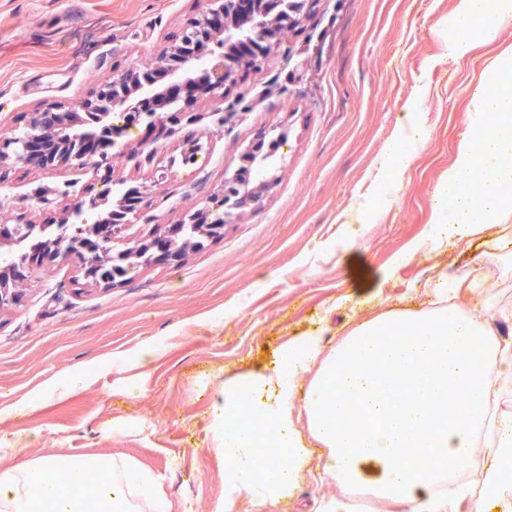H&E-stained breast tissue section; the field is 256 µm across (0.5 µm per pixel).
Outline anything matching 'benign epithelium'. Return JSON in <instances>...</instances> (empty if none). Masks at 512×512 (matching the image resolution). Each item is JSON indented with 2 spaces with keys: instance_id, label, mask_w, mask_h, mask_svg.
<instances>
[{
  "instance_id": "7a95c632",
  "label": "benign epithelium",
  "mask_w": 512,
  "mask_h": 512,
  "mask_svg": "<svg viewBox=\"0 0 512 512\" xmlns=\"http://www.w3.org/2000/svg\"><path fill=\"white\" fill-rule=\"evenodd\" d=\"M299 18L284 17V0H222L216 8L199 12L177 38H173L156 56L153 68L164 70L172 85L187 88L199 97H223L247 74L281 45L279 29L286 25L297 28ZM216 44L224 48V58L215 62L203 47ZM142 101L157 96L153 83L145 74L129 69L102 85L92 96L61 112H32L29 125L32 134L22 141L0 138V164L15 155L17 163L26 168L42 167L47 160L37 155L33 144L49 136L62 137L61 148L54 159L59 168L91 167L101 173L102 179L112 177L111 149L88 150L85 145L97 138L96 125L119 111L130 113L136 121H145L155 134L168 133V124L195 125L201 120L197 112L149 113L131 105L132 94ZM266 134H260L242 156L243 165L225 178L221 186L211 190L208 199L224 206V214L246 206H259L267 186H250L246 179L250 168L259 159ZM156 138L136 142L130 152L151 161L154 158ZM99 208L97 196L86 194L66 205L64 216L55 225L56 234L50 239V251L44 258L50 261H76L85 280L104 288L125 281L119 271L118 259L103 250L106 243H118L125 229L123 201L116 202L107 217L89 221ZM182 224H158L152 239L136 248L154 249L147 260L153 263H172L183 260L200 241L183 237ZM17 223L11 222V213L0 203V247L15 244ZM20 280L11 275V269L0 270V311L16 305L22 298Z\"/></svg>"
}]
</instances>
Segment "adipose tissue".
Returning a JSON list of instances; mask_svg holds the SVG:
<instances>
[{"mask_svg": "<svg viewBox=\"0 0 512 512\" xmlns=\"http://www.w3.org/2000/svg\"><path fill=\"white\" fill-rule=\"evenodd\" d=\"M460 27L496 29L512 16V0H457ZM470 137L448 169L442 192L448 209L436 215L431 248L448 236L464 239L498 223L505 206L494 195L469 199L464 187L477 171L490 184L512 181V98L493 100L468 115ZM321 347L286 346L280 366L247 390L228 388L216 405L223 425L219 447L224 480L255 503H276L293 491L309 454L293 420L297 374L318 366L306 389L310 430L330 450L325 462L345 482L372 481L410 512H453L434 491L448 463L464 466L476 433L488 420V400L499 380H512V345H492L483 326L442 310L396 315L348 337L328 362ZM458 401L449 402V393ZM276 430L288 464L268 463L259 432ZM0 512H171L155 479L127 458H62L0 470Z\"/></svg>", "mask_w": 512, "mask_h": 512, "instance_id": "ef3b65f1", "label": "adipose tissue"}]
</instances>
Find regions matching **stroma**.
Here are the masks:
<instances>
[{
	"label": "stroma",
	"mask_w": 512,
	"mask_h": 512,
	"mask_svg": "<svg viewBox=\"0 0 512 512\" xmlns=\"http://www.w3.org/2000/svg\"><path fill=\"white\" fill-rule=\"evenodd\" d=\"M456 0H319L302 31L226 97L181 99L201 113L200 149L182 160L184 130L152 163L114 159V181L92 169L0 164V201L34 224L58 220L66 194L136 187L150 208L130 215L127 236L148 237L185 212L219 218L207 199L264 131L280 133L263 165L261 205L234 212L222 238L179 265L139 268L111 288L86 283L71 263L37 269L22 306L0 313V436L20 447L0 470L46 455L132 459L177 512H330L359 489L327 471L329 450L310 430V466L288 500L261 507L224 484L213 450L212 407L225 384L242 387L276 368L284 345L321 339L323 357L360 324L386 313L454 308L512 337V218L445 250L426 244L439 185L467 136L468 112L490 91L496 62L512 60V18L487 34L465 32L471 51L448 60ZM201 0H0V129H28L91 94L112 74L143 67L178 35ZM418 148L392 187L381 166L388 145ZM169 170L163 186L155 167ZM362 211L352 215V203ZM486 259L475 285L441 297ZM147 344L156 356L130 358ZM128 359L121 367L120 359ZM82 389L56 388L86 367ZM40 402L27 407L31 395Z\"/></svg>",
	"instance_id": "obj_1"
}]
</instances>
